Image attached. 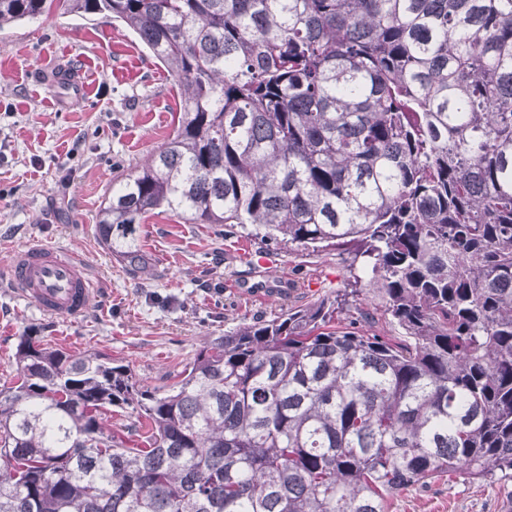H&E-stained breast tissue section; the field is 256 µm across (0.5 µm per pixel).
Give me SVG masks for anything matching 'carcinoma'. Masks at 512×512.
Wrapping results in <instances>:
<instances>
[{"label":"carcinoma","instance_id":"1","mask_svg":"<svg viewBox=\"0 0 512 512\" xmlns=\"http://www.w3.org/2000/svg\"><path fill=\"white\" fill-rule=\"evenodd\" d=\"M55 9L110 15L183 93L99 213L128 270L163 208L351 275L165 392L20 336L0 512H388L443 474L512 480V0H0V29Z\"/></svg>","mask_w":512,"mask_h":512}]
</instances>
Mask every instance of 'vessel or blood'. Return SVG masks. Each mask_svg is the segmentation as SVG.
<instances>
[{
	"mask_svg": "<svg viewBox=\"0 0 512 512\" xmlns=\"http://www.w3.org/2000/svg\"><path fill=\"white\" fill-rule=\"evenodd\" d=\"M8 279L19 299L53 317H78L95 297L81 257L60 247L31 245L17 252Z\"/></svg>",
	"mask_w": 512,
	"mask_h": 512,
	"instance_id": "obj_1",
	"label": "vessel or blood"
}]
</instances>
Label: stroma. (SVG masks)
<instances>
[{
	"mask_svg": "<svg viewBox=\"0 0 512 512\" xmlns=\"http://www.w3.org/2000/svg\"><path fill=\"white\" fill-rule=\"evenodd\" d=\"M86 86L66 97L59 69ZM180 91L138 37L110 17L54 12L0 30V270L30 244L79 253L97 289L81 316L51 318L0 288V384L27 329L73 353L101 352L166 387L212 338L343 288L339 256L264 248L237 225L149 213L135 236L150 273L131 274L96 221L121 175L177 123ZM389 512H512V480L440 477L403 490Z\"/></svg>",
	"mask_w": 512,
	"mask_h": 512,
	"instance_id": "1",
	"label": "stroma"
}]
</instances>
